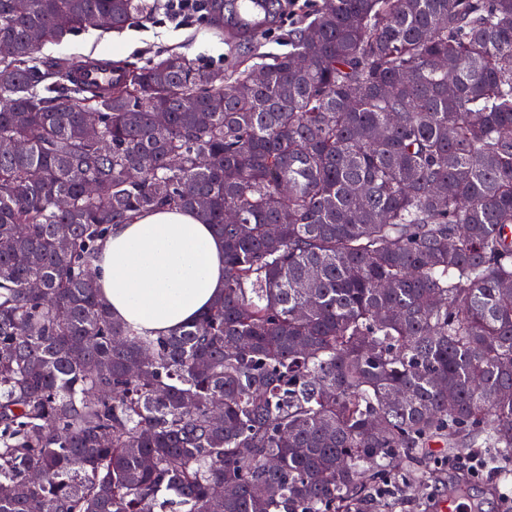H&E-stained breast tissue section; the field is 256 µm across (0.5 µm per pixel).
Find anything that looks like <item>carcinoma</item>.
Wrapping results in <instances>:
<instances>
[{
    "mask_svg": "<svg viewBox=\"0 0 512 512\" xmlns=\"http://www.w3.org/2000/svg\"><path fill=\"white\" fill-rule=\"evenodd\" d=\"M233 2L206 19L253 53L217 87L29 39L162 0H0V512H372L435 442L512 463V0H323L275 55ZM160 208L224 241L223 297L170 336L88 275Z\"/></svg>",
    "mask_w": 512,
    "mask_h": 512,
    "instance_id": "obj_1",
    "label": "carcinoma"
}]
</instances>
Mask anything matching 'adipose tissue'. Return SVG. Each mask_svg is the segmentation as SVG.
<instances>
[{"mask_svg":"<svg viewBox=\"0 0 512 512\" xmlns=\"http://www.w3.org/2000/svg\"><path fill=\"white\" fill-rule=\"evenodd\" d=\"M93 282L114 318L160 335L196 321L224 292V244L190 210L114 226Z\"/></svg>","mask_w":512,"mask_h":512,"instance_id":"ef3b65f1","label":"adipose tissue"}]
</instances>
